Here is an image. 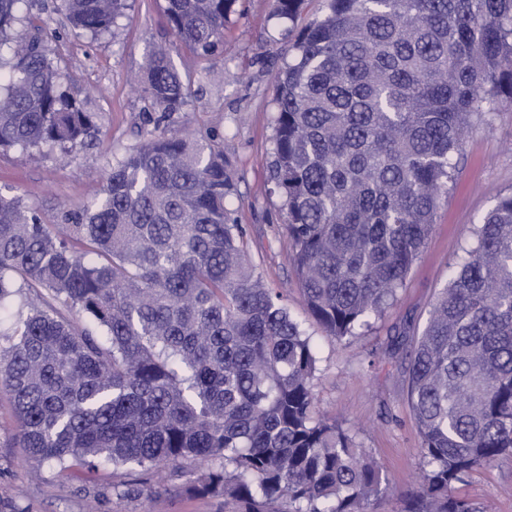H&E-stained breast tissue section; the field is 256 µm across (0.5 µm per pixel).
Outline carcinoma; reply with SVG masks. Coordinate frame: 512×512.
I'll list each match as a JSON object with an SVG mask.
<instances>
[{"label":"carcinoma","mask_w":512,"mask_h":512,"mask_svg":"<svg viewBox=\"0 0 512 512\" xmlns=\"http://www.w3.org/2000/svg\"><path fill=\"white\" fill-rule=\"evenodd\" d=\"M236 0H165L210 55ZM304 0H277L291 23ZM0 0V149L68 158L99 134ZM127 0H54L75 38L114 35ZM276 77L270 191L309 314L343 341L397 298L456 184L465 137L512 104V0H326ZM154 132L100 195L43 221L0 192V387L30 459L170 469L229 512H370L385 477L318 408L320 358L263 283L227 207L240 177L211 130H160L193 100L165 48L140 79ZM434 299L409 352L420 479L401 512H479L456 493L512 454V193Z\"/></svg>","instance_id":"1"}]
</instances>
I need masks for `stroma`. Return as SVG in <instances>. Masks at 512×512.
Returning a JSON list of instances; mask_svg holds the SVG:
<instances>
[{
	"mask_svg": "<svg viewBox=\"0 0 512 512\" xmlns=\"http://www.w3.org/2000/svg\"><path fill=\"white\" fill-rule=\"evenodd\" d=\"M43 2L34 18L37 34L60 62L62 89L96 114L101 133L66 164L18 149L1 153L0 187L23 193L48 224L62 210L96 198L112 160L151 128L132 80L155 48L168 47L196 104L167 131L203 134L216 128L223 133L224 152L242 176L240 194L230 206L247 231L251 258L263 281L283 293L292 315L319 348L320 372L314 382L318 406L381 465L387 484L374 512H398L400 495L411 488L420 459L406 404L405 352L424 329L453 266L472 245V232L493 206L495 194L512 190V108L503 107L491 125L477 127L466 139L457 185L441 201L432 233L395 302L358 335L339 342L304 307L282 233V203L268 191L273 77L288 60V44L281 37L285 22L273 13L275 0H238L224 26V41L210 57L177 43L164 0H128L114 36L95 42L71 36L64 19L53 13L52 0ZM395 340L400 350L387 358ZM119 480L135 487V494H113L112 485ZM187 484L184 477L117 471L109 464L87 473L31 461L16 436L9 397L0 392V512H223L221 499L190 494ZM458 491L480 503L484 512H512V456L475 470Z\"/></svg>",
	"mask_w": 512,
	"mask_h": 512,
	"instance_id": "stroma-1",
	"label": "stroma"
}]
</instances>
